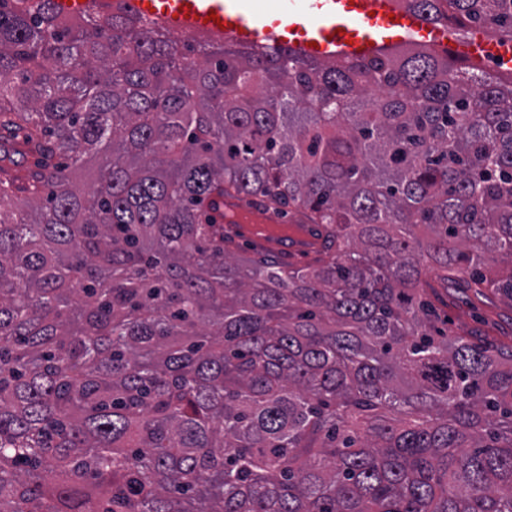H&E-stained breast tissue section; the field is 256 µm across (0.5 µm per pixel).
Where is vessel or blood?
<instances>
[{"mask_svg":"<svg viewBox=\"0 0 512 512\" xmlns=\"http://www.w3.org/2000/svg\"><path fill=\"white\" fill-rule=\"evenodd\" d=\"M129 9L149 19H162L178 33L207 32L245 43L271 42L318 58L361 59L376 55L399 41L433 35V27L416 13L396 7L394 0H275L271 13L248 12L242 0H126ZM217 22H210V15ZM438 47L477 62L495 48L481 32L462 43L438 40ZM249 209L238 198L225 197L214 209L218 222L232 236L247 237L239 218ZM250 238V237H247ZM268 248L265 237L250 238ZM292 260L313 255L319 242L311 232L293 240L280 239Z\"/></svg>","mask_w":512,"mask_h":512,"instance_id":"obj_1","label":"vessel or blood"}]
</instances>
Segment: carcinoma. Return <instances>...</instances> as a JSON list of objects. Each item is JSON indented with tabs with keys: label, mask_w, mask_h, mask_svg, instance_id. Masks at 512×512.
<instances>
[{
	"label": "carcinoma",
	"mask_w": 512,
	"mask_h": 512,
	"mask_svg": "<svg viewBox=\"0 0 512 512\" xmlns=\"http://www.w3.org/2000/svg\"><path fill=\"white\" fill-rule=\"evenodd\" d=\"M226 194L313 263L236 255ZM458 273L512 303V75L0 0V512H512V347L421 299Z\"/></svg>",
	"instance_id": "obj_1"
}]
</instances>
